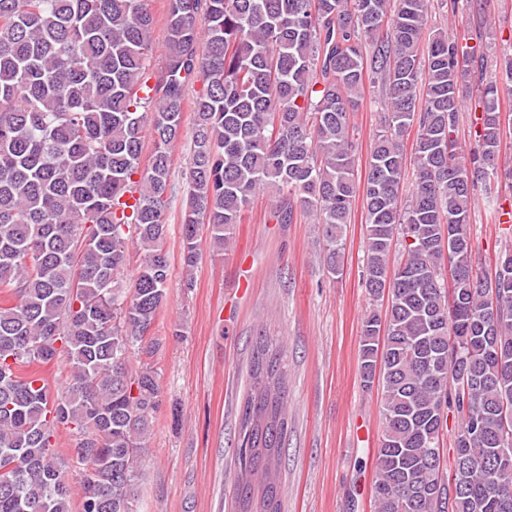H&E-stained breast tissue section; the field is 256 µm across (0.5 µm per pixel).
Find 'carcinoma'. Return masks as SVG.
<instances>
[{"mask_svg":"<svg viewBox=\"0 0 512 512\" xmlns=\"http://www.w3.org/2000/svg\"><path fill=\"white\" fill-rule=\"evenodd\" d=\"M430 0H168L154 65L147 0H0V512H133L159 405L151 336L171 277L166 250L173 147L190 87L186 285L201 232L230 245L261 191L273 218L312 216L325 269L341 271L362 197V387L381 390L375 512H512V251L474 268L475 197L499 196L501 86L475 47L428 30ZM385 92L381 129L355 179L349 114L366 84ZM481 129L456 158L460 106ZM415 180L402 195L404 137ZM153 151L141 157L146 137ZM402 260L389 266L390 252ZM139 256L128 274L130 253ZM145 355L130 365L134 351ZM65 354L52 395L32 367ZM236 448L235 512H282L288 436L284 346L256 337ZM454 475L443 471L448 412ZM71 433L69 458L53 442Z\"/></svg>","mask_w":512,"mask_h":512,"instance_id":"1","label":"carcinoma"}]
</instances>
